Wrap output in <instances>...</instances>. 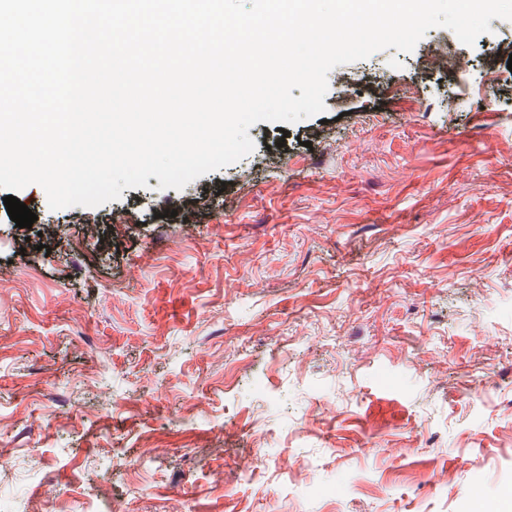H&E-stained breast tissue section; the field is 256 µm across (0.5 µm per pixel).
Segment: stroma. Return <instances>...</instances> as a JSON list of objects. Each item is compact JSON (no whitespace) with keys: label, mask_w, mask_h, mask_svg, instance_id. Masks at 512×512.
<instances>
[{"label":"stroma","mask_w":512,"mask_h":512,"mask_svg":"<svg viewBox=\"0 0 512 512\" xmlns=\"http://www.w3.org/2000/svg\"><path fill=\"white\" fill-rule=\"evenodd\" d=\"M490 26L334 68L323 116L256 123L183 189L53 210L33 183L29 228L0 208V512H477L511 489L512 21Z\"/></svg>","instance_id":"35a3bbf8"}]
</instances>
